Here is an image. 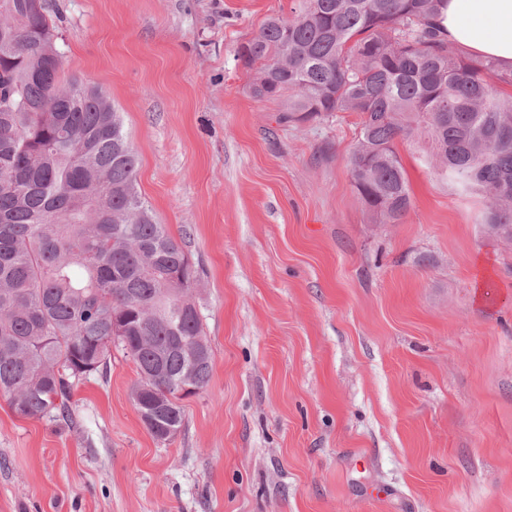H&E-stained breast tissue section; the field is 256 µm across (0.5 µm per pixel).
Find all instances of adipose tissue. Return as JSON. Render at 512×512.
Wrapping results in <instances>:
<instances>
[{
    "instance_id": "1",
    "label": "adipose tissue",
    "mask_w": 512,
    "mask_h": 512,
    "mask_svg": "<svg viewBox=\"0 0 512 512\" xmlns=\"http://www.w3.org/2000/svg\"><path fill=\"white\" fill-rule=\"evenodd\" d=\"M438 22L449 43L512 70V0H447Z\"/></svg>"
}]
</instances>
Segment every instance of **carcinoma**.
Here are the masks:
<instances>
[{"label": "carcinoma", "instance_id": "1", "mask_svg": "<svg viewBox=\"0 0 512 512\" xmlns=\"http://www.w3.org/2000/svg\"><path fill=\"white\" fill-rule=\"evenodd\" d=\"M445 0H296L238 50L281 120L360 117L350 177L379 224L411 206L395 141L425 138L434 171L512 230V72L456 53ZM46 0H0V396L24 419L70 417L73 383L134 361L132 399L152 437L185 422L179 382L209 383L214 354L191 309L199 272L137 190V156L103 90L62 76Z\"/></svg>", "mask_w": 512, "mask_h": 512}]
</instances>
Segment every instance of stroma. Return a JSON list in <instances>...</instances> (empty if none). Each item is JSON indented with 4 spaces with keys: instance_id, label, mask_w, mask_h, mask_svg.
I'll return each instance as SVG.
<instances>
[{
    "instance_id": "stroma-1",
    "label": "stroma",
    "mask_w": 512,
    "mask_h": 512,
    "mask_svg": "<svg viewBox=\"0 0 512 512\" xmlns=\"http://www.w3.org/2000/svg\"><path fill=\"white\" fill-rule=\"evenodd\" d=\"M65 75L98 85L137 184L199 269L214 353L168 443L134 362L68 421L0 398V512H512V248L401 141L412 205L373 223L360 118L280 122L237 59L293 0H48Z\"/></svg>"
}]
</instances>
